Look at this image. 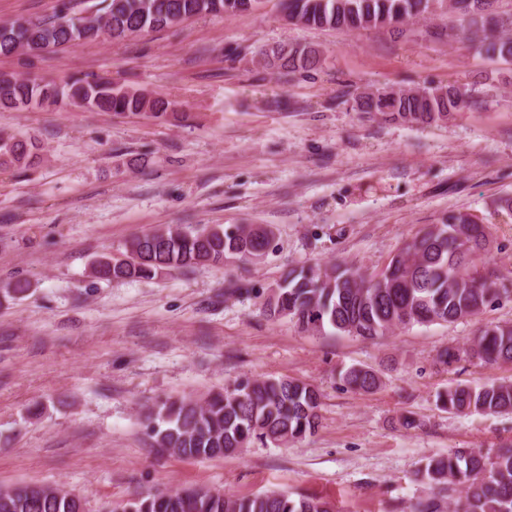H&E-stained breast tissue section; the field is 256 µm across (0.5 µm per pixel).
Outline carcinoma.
Instances as JSON below:
<instances>
[{"label": "carcinoma", "instance_id": "obj_1", "mask_svg": "<svg viewBox=\"0 0 512 512\" xmlns=\"http://www.w3.org/2000/svg\"><path fill=\"white\" fill-rule=\"evenodd\" d=\"M259 0H101L95 21L72 16L67 4L49 22L31 29L12 21L0 25V55L18 51L41 52L76 46L105 34L114 42L145 30L181 24L199 15L250 10ZM494 0H451L460 26L485 24ZM440 0H284L292 22L310 27L360 30L385 27L434 12ZM481 49L503 60L512 59V37L501 36ZM279 66L288 71L317 66V50L292 46L273 51ZM45 103L78 105L116 115L158 113L168 102L115 85L111 79L84 75L63 84L32 78L0 80V108H30ZM475 104L454 85L399 92L364 102L360 111L396 115L408 122H438L451 112ZM36 148L15 136H0V167L28 163ZM274 241L267 224L207 226L187 231L167 226L131 239L118 255L104 254L91 266L99 280L148 279L168 271L200 265L224 266L230 258L259 260ZM488 225L466 222V213L451 212L431 225L391 257L379 271L369 273L354 265L290 268L277 284L278 294L265 302L271 318L287 317L312 333L346 334L375 339L399 327L454 323L482 313L499 298L504 276L487 260ZM31 284L8 281L4 296L18 299ZM475 364L512 362V326L488 325L465 348L448 347L439 361ZM342 382L358 392L380 386L379 374L368 367L350 366L340 373ZM450 414H511L512 383L471 387L450 384L438 394ZM322 394L299 379H244L203 401L165 399L145 415L147 435L159 450L175 448L186 458L231 455L251 443L286 445L310 435L320 425ZM427 495L412 512H512V446L494 452L456 449L430 457L416 473ZM135 512H332L328 501L272 491L237 497L201 488L184 487L141 494L129 503ZM0 512H78L75 502L59 486L0 487Z\"/></svg>", "mask_w": 512, "mask_h": 512}]
</instances>
